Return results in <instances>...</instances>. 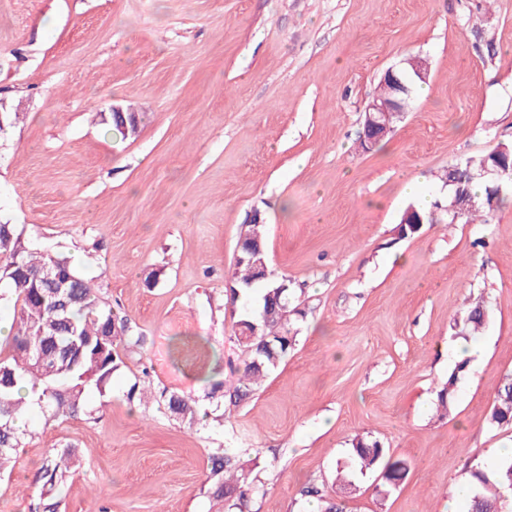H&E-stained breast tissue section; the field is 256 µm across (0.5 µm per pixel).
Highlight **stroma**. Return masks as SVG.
<instances>
[{
	"label": "stroma",
	"mask_w": 512,
	"mask_h": 512,
	"mask_svg": "<svg viewBox=\"0 0 512 512\" xmlns=\"http://www.w3.org/2000/svg\"><path fill=\"white\" fill-rule=\"evenodd\" d=\"M417 55L423 90L370 150L364 109ZM139 114L122 137L101 117ZM0 224L72 258L141 345L86 415L29 412L0 512H41L36 474L71 448L57 512H222L209 457L240 449L250 512H309L351 443L407 475L358 477L346 512H448L472 458L512 445L492 403L512 375V199L491 223L398 225L449 166L512 143V0H0ZM302 317L288 357L232 406L248 355L229 283L253 210ZM160 270L155 287L145 275ZM484 301L481 357L453 389L455 321ZM151 365L142 378L143 365ZM142 382L148 396L128 400ZM198 399L189 423L171 392Z\"/></svg>",
	"instance_id": "1"
}]
</instances>
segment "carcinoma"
I'll use <instances>...</instances> for the list:
<instances>
[{
	"label": "carcinoma",
	"mask_w": 512,
	"mask_h": 512,
	"mask_svg": "<svg viewBox=\"0 0 512 512\" xmlns=\"http://www.w3.org/2000/svg\"><path fill=\"white\" fill-rule=\"evenodd\" d=\"M238 288L255 284L249 264L238 262L233 273ZM11 302L17 310L12 324L11 353L0 355V472L13 462L16 449L22 447L26 430L18 420L26 413L25 401L16 397L23 384L39 390L37 405L53 416L75 417L89 414L85 392L93 386L100 394L111 388L114 373L123 360L120 346L139 345L143 337L135 334L129 320L114 312L95 292L92 281L84 278L70 260L47 250L34 252L16 224H0V301ZM476 303L464 316L463 329L474 336L482 328L485 314ZM267 313L262 333L267 344L255 350L259 340L237 337L246 349L245 363L237 384L226 390L229 402L237 405L249 398L258 379L265 377L288 356L295 338L288 328L291 317L301 315L295 297L284 291L279 299H261L257 310ZM467 362L458 363L437 391L438 407L448 411V401ZM170 413L192 421L196 410L191 399L172 392L166 399ZM491 423L512 424V378L500 384L490 414ZM75 453L66 448L47 457L40 480L51 492L64 485ZM210 477L215 479L214 495L224 498L227 512H246L253 492L249 473L239 464L236 449L218 448L210 456ZM381 469L387 480H403L406 463L387 457L376 440L363 437L352 441L346 465L337 469V482L343 489L355 488L357 474ZM473 491L467 512H512V458L497 464L494 490L481 467L470 473ZM305 494L315 497L320 512H345L333 497L310 487Z\"/></svg>",
	"instance_id": "1"
}]
</instances>
